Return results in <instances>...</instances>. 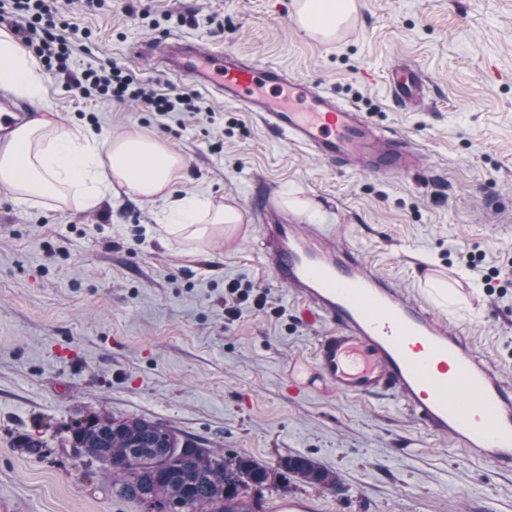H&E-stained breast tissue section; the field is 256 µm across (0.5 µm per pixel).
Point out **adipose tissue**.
<instances>
[{
  "mask_svg": "<svg viewBox=\"0 0 512 512\" xmlns=\"http://www.w3.org/2000/svg\"><path fill=\"white\" fill-rule=\"evenodd\" d=\"M301 27L311 36L332 39L354 10V0H296ZM0 88L30 102L41 101L45 87L36 59L15 37L0 29ZM184 166L165 142L140 133L111 139L82 127L60 125L51 115L13 129L0 144V186L19 204L78 198L95 209L114 186L160 203L163 229L198 239L211 224H238L240 210L206 197L174 196L172 185Z\"/></svg>",
  "mask_w": 512,
  "mask_h": 512,
  "instance_id": "obj_1",
  "label": "adipose tissue"
}]
</instances>
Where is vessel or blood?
I'll return each instance as SVG.
<instances>
[{
	"label": "vessel or blood",
	"instance_id": "1",
	"mask_svg": "<svg viewBox=\"0 0 512 512\" xmlns=\"http://www.w3.org/2000/svg\"><path fill=\"white\" fill-rule=\"evenodd\" d=\"M171 74L215 99L252 113L274 135L332 166L391 175L413 174L419 155L401 136L377 128L356 106L279 66L169 35L136 47ZM395 102L426 98L416 67L400 63L388 73ZM263 225V261L280 284L303 300L312 319L329 324L316 340L315 380L325 390L364 397L394 396L436 437L495 466L512 468V384L460 333L400 282L377 275L335 229L278 222Z\"/></svg>",
	"mask_w": 512,
	"mask_h": 512
}]
</instances>
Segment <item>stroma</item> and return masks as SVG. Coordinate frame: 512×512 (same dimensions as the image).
<instances>
[{
  "label": "stroma",
  "mask_w": 512,
  "mask_h": 512,
  "mask_svg": "<svg viewBox=\"0 0 512 512\" xmlns=\"http://www.w3.org/2000/svg\"><path fill=\"white\" fill-rule=\"evenodd\" d=\"M63 12L89 31L68 67L112 62L140 79L189 82L134 57L177 34L287 69L397 131L422 157L419 173L383 179L331 166L271 134L251 113L201 94L199 113L159 116L131 103L80 98L44 73L41 105L0 89V104L109 137L140 132L185 161L173 189L236 205L243 222L178 243L159 206L126 192L92 211L44 207L0 187V512H143L113 498L103 468L69 455L86 412L162 422L225 454L268 465L304 455L339 473L336 489L291 480L286 494L315 512H512V470L464 455L388 395L364 399L294 390L324 323L263 264L267 197L298 191L318 224L339 227L375 271L398 278L441 324L465 334L512 382V288L491 294L482 269L512 257V0H356L336 38L300 26L293 0H81ZM416 66L425 106L397 105L386 81ZM232 280L264 292L224 319ZM435 283L453 302L437 303ZM43 439L44 457L15 439Z\"/></svg>",
  "instance_id": "obj_1"
}]
</instances>
